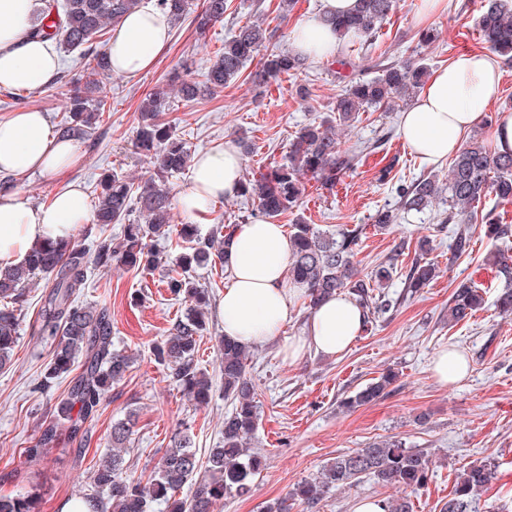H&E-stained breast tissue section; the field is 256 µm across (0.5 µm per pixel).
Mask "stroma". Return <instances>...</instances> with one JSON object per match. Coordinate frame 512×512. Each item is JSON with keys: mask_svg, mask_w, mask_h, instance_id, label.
Instances as JSON below:
<instances>
[{"mask_svg": "<svg viewBox=\"0 0 512 512\" xmlns=\"http://www.w3.org/2000/svg\"><path fill=\"white\" fill-rule=\"evenodd\" d=\"M278 3L228 0L223 22L203 38L190 22L172 26L170 42L151 70L134 79L116 75L104 82L102 90L112 109L103 113L89 138L78 142L79 164L59 178L16 179L12 192L40 204L76 180L91 199L105 171L116 170L136 180L147 178L149 165L133 147L145 96L165 85L168 73L185 59L193 62L191 79L201 80L238 25L263 19L277 40L287 44L293 27L321 9V0H298L291 14L284 16ZM479 6L480 0H448L447 12L432 24L435 41L422 46L418 43L422 28L418 0H400L372 48L343 42L335 58L311 63L305 73L284 75L263 85L254 81L258 61L248 62L241 75L214 96L192 103L172 99L167 117L191 153L242 137L250 146L245 172L266 171L286 161L289 143L300 127L332 114L346 84L339 76L340 59L354 60L360 79L375 77L381 66L398 63L414 52L429 69H437L458 52L483 50ZM303 86L309 90L305 98L299 95ZM65 90L60 78L10 101L0 89V115L12 108L34 106L47 113L50 123H58L67 106ZM401 113L398 106L369 108L359 113L352 126L339 127L342 143H369L371 154L344 176L335 193L307 182L298 214L277 218L279 224L288 225L299 215L322 229L363 225L356 267L364 275L387 257L397 256L400 271L386 291L400 298L401 304L374 322L340 358L308 351L289 362L279 344L254 347L247 375L261 420L251 448L261 457L262 466L250 480L249 493L225 499L219 512H264L266 505L316 476L337 455L389 437L427 451L433 460L428 486L409 495L414 512H440L457 474L487 458L497 459L500 467L478 508L480 512H512V463L507 460L512 454V316L499 315L495 307L499 282L486 262L500 244L485 237L481 223L476 222L470 226L468 251L456 253L457 227L439 225L438 214L443 209L439 202L423 213L404 216L388 230L374 229L373 215L395 204L399 184L428 174L442 178L448 172L447 164L423 162L403 140ZM385 167L391 173L382 181L378 172ZM425 236L432 242L427 259L434 263L436 276L408 297L402 271L410 267L417 242ZM161 279V271L119 264L90 270L78 300L109 307L113 345L130 355L133 363L98 413L86 422L89 446L80 450L62 443L37 463L28 461L22 450L35 444L40 422L51 417L70 378L59 377L47 390L41 387L51 348L45 338L32 334L29 323L43 305L46 282L41 279L28 288L27 326L10 365L0 370V495L29 491L40 495V512H60L63 502L88 492V478L108 452L113 422L129 414L136 418L135 441L126 460L136 474L157 466L181 422L192 426L198 458L207 459L209 449L221 442L224 417L232 410L222 390L218 351L224 327L216 307H209L199 361L212 380L213 396L209 403L194 405L150 353L152 344L168 336L188 307L184 299L166 290ZM463 281L483 289L484 303L472 318L454 325L448 321V298ZM450 348L465 354L470 373L464 381L445 386L433 377L431 363L439 351ZM387 370L394 371L398 380L381 400L351 412L340 408L343 398ZM396 493V488L364 479L327 494L316 512H355L361 501Z\"/></svg>", "mask_w": 512, "mask_h": 512, "instance_id": "35a3bbf8", "label": "stroma"}]
</instances>
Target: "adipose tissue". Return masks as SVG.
Instances as JSON below:
<instances>
[{"label":"adipose tissue","mask_w":512,"mask_h":512,"mask_svg":"<svg viewBox=\"0 0 512 512\" xmlns=\"http://www.w3.org/2000/svg\"><path fill=\"white\" fill-rule=\"evenodd\" d=\"M320 15L294 26L295 50L310 60L335 55L338 41L324 16L345 14L355 0H321ZM42 0H0V88L33 91L52 82L59 57L51 42L31 38L32 17ZM171 38L166 14L137 9L113 28L107 44L115 74L139 77L150 70ZM502 73L492 54L462 52L433 71L413 104L401 116L400 133L417 155L437 163L455 155L483 112L500 93ZM78 161L72 140L56 134L45 112L22 107L0 117V175H56ZM243 159L233 140L199 152L189 183L176 195L186 217L203 219L214 202L237 196ZM90 216L84 191L70 183L43 204L20 195H0V269L23 262L28 252L48 238L72 235ZM290 244L282 225L253 220L237 225L229 250L228 283L218 310L224 335L248 345L280 337L294 318L306 290L285 278ZM364 329V314L355 300L335 295L324 299L310 315L302 335L289 338L284 354L299 359L306 349L330 358L346 353Z\"/></svg>","instance_id":"ef3b65f1"}]
</instances>
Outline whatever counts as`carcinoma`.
<instances>
[{"label":"carcinoma","mask_w":512,"mask_h":512,"mask_svg":"<svg viewBox=\"0 0 512 512\" xmlns=\"http://www.w3.org/2000/svg\"><path fill=\"white\" fill-rule=\"evenodd\" d=\"M142 0H43L40 13L32 22L30 33L41 39H56L68 50L78 52L81 70L70 78L69 106L58 124V131L74 139H84L96 129L106 97L91 94L101 90L103 80L111 75L106 60L104 36L107 28L125 14L141 6ZM399 0H357L346 15L324 17L336 38L354 40L371 46L382 24L396 12ZM156 8L177 24L187 17L197 32L204 34L224 21L226 0H156ZM479 34L488 49L506 61H512V0H481ZM259 59L260 76L274 79L297 75L308 68V61L284 44L273 41L263 24L252 21L238 26L224 41V50L216 57L202 81L169 77L172 91L186 103L213 96L237 79L247 62ZM427 67L422 59L408 57L398 65L382 70L370 80L350 82L336 99L339 123L352 122L359 112L375 107L389 108L417 92L424 84ZM169 91L157 89L141 105L142 122L136 133V148L149 160L148 178L136 183L117 172H107L99 181L100 191L90 215V223L101 228L122 225L120 241H100L90 251L69 237L47 241L34 247L27 262L0 272V369L12 359L24 321L26 288L37 277H49V293L41 316L32 324V332L47 336L54 346L47 365L43 387L68 374L76 360L81 372L70 381L50 419L39 427L36 443L24 449L31 458L40 457L54 447L62 433L75 438L81 424L94 416L112 386L119 384L129 371L130 357L112 349V316L103 305L88 306L77 295L86 287L91 267H110L117 262L131 268L156 269L163 260L153 250V242L170 237L172 232V189L169 177L190 164L191 153L166 118ZM368 147H344L330 121L302 126L289 144L286 162L266 172L243 178L241 196L256 205L251 216L274 218L300 209L304 193L303 179L309 178L328 191H335L346 173L352 170L359 155ZM492 194L500 200L512 199V154L492 152L485 141L472 139L452 159L448 182L439 183L434 175L421 176L399 188L396 205L383 208L374 216V227L384 230L395 224L401 214L421 213L443 198L448 209L440 223L453 224L470 218L483 198ZM485 234L490 239H504L512 234V225L500 224L490 215L482 217ZM234 225L216 224L208 236H201L199 226L185 222L177 235L188 244L180 254L176 268L163 280L175 296L191 302L185 317L177 320L172 332L152 348L157 363L170 370V376L197 404L211 397V379L200 370L198 352L206 331L204 309L209 306V290L191 278L193 268L201 265H224V248ZM361 230L320 229L297 218L289 225L291 256L288 280L306 286L307 308L313 311L327 296L347 291L367 316L366 324L395 307L382 289L396 271L397 258L390 256L369 275L359 276L354 265ZM419 257L413 259L404 283L412 294L425 287L435 276V268L422 261L431 250L430 240L417 244ZM493 265L502 283L497 307L512 315V257L501 252ZM380 289L374 293V289ZM481 288L466 282L448 300V323L471 317L483 304ZM224 397L234 402L232 412L224 417L223 441L210 450L206 464H201L191 447V426L174 434L158 465L149 476L129 472L123 449L135 435L130 421L112 425L109 460L91 472L88 497L94 512H151L162 501L168 512H216L227 497L244 493L251 476L260 469L261 460L250 453L260 414L254 404L253 387L246 376L249 347L223 338L220 341ZM396 381L391 371L342 401L352 411L379 400ZM432 459L421 449L406 445L400 438L374 441L364 448L341 454L326 463L319 474L295 488L291 496L308 508L317 507L329 491L341 489L367 478L381 486L419 489L431 478ZM496 471L494 459L469 466L457 475L454 489L441 512H478L481 493L492 482ZM188 482L196 485L189 499L178 497ZM383 512H413L407 497L382 500ZM32 495L0 496V512H36Z\"/></svg>","instance_id":"obj_1"}]
</instances>
